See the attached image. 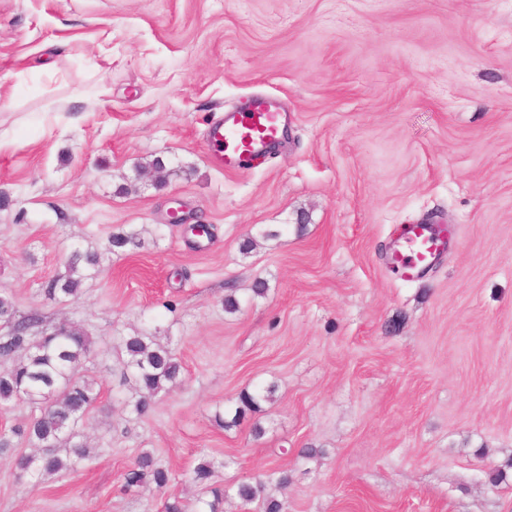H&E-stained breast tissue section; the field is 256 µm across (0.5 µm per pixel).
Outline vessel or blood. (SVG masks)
<instances>
[{
	"mask_svg": "<svg viewBox=\"0 0 512 512\" xmlns=\"http://www.w3.org/2000/svg\"><path fill=\"white\" fill-rule=\"evenodd\" d=\"M288 115L272 100L259 98L244 111H227L208 128L218 166L235 172L258 161L280 139ZM450 242L435 224L400 225L387 255L390 268L404 280L430 269L447 251Z\"/></svg>",
	"mask_w": 512,
	"mask_h": 512,
	"instance_id": "1",
	"label": "vessel or blood"
}]
</instances>
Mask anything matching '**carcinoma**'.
<instances>
[{"instance_id": "obj_1", "label": "carcinoma", "mask_w": 512, "mask_h": 512, "mask_svg": "<svg viewBox=\"0 0 512 512\" xmlns=\"http://www.w3.org/2000/svg\"><path fill=\"white\" fill-rule=\"evenodd\" d=\"M142 245L140 232L135 229L109 236V251H122ZM100 256L95 250L73 252L68 260L69 275L53 279L44 286V295L50 300L77 297L84 280L98 270ZM10 319L8 330L0 336V358L13 361L12 367L0 373V405L28 401L39 406L34 415L11 434H0V454L13 448L18 438L39 448L35 455H17L14 466L23 476L53 475L75 468L91 458L89 445L83 436L74 435L77 427L88 420L99 399L95 380L81 373L83 363L92 352V341L80 329L47 328L36 312L17 315L14 301L0 296V318ZM122 382L137 388L138 398L133 410L144 416L152 409L155 396L162 390L176 389L182 384V365L171 349L156 337L135 331L118 339ZM273 384L255 392L244 390L238 397L235 415L227 421L216 415V422L224 428L237 425L246 411H256L260 402L269 401L275 393ZM215 464L201 457L192 471L191 480L212 495L207 503L209 512H223L224 497L233 494L243 503L260 501L263 512H284L279 499L265 493L272 483H288L284 471L271 472L267 480L241 481L231 487L218 488L211 484ZM172 481V474L148 451L141 452L124 474V487L131 489L147 482L164 489Z\"/></svg>"}]
</instances>
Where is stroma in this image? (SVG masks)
Returning <instances> with one entry per match:
<instances>
[{
  "instance_id": "1",
  "label": "stroma",
  "mask_w": 512,
  "mask_h": 512,
  "mask_svg": "<svg viewBox=\"0 0 512 512\" xmlns=\"http://www.w3.org/2000/svg\"><path fill=\"white\" fill-rule=\"evenodd\" d=\"M258 96L288 140L224 173L207 126ZM157 157L161 184L136 171ZM417 222L454 243L404 282L384 255ZM87 249L97 275L47 299ZM0 295L84 329L100 387L92 459L35 480L0 456V512H162L122 488L145 450L189 512L203 456L220 486L286 471L287 512H512V469L488 481L512 459V0H0ZM136 330L184 368L143 417L111 351ZM275 390V384H270L265 388L256 390L255 392H250L248 390L242 391L238 397L239 406L236 408L235 415L232 417L231 421H226L224 417L219 414L216 415V422L224 428L236 426L238 419L246 413V410L257 411L260 408V402L271 400Z\"/></svg>"
}]
</instances>
